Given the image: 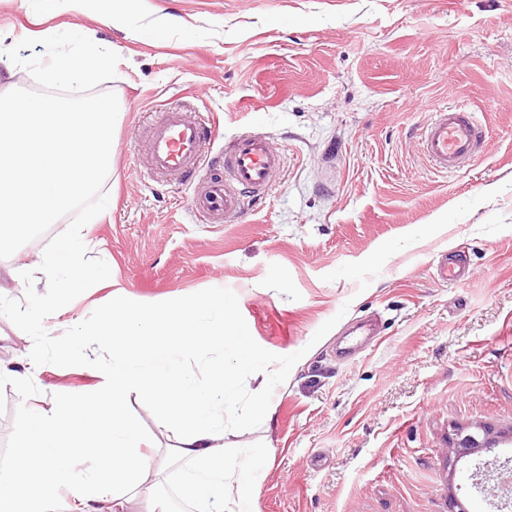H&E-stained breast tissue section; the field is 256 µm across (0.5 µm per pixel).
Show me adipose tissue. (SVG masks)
Segmentation results:
<instances>
[{
	"mask_svg": "<svg viewBox=\"0 0 512 512\" xmlns=\"http://www.w3.org/2000/svg\"><path fill=\"white\" fill-rule=\"evenodd\" d=\"M103 209L87 212L71 238L36 254L27 266L45 285L65 275L69 287H82L89 277L82 256L90 241L86 230L99 223ZM42 332L59 340H81L97 346L110 361L100 368L102 382L94 390L68 394L51 408L21 395L19 409L29 449L0 467V512H55V492L67 487L65 512H124L128 498L144 484L150 462L144 439L124 411L130 394L153 403L162 422L178 433L176 451L188 462L182 484L195 512H253L254 486L242 474L260 469L270 449L249 453L236 464L224 455V413L234 406L239 363L251 355L238 331L229 329L224 297L218 293L174 301L153 308L131 305L115 311L97 308L77 328L59 327L52 300L41 303ZM233 352L220 360L206 379H198L182 357L211 350ZM85 451V469L72 460Z\"/></svg>",
	"mask_w": 512,
	"mask_h": 512,
	"instance_id": "obj_1",
	"label": "adipose tissue"
}]
</instances>
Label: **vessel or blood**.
I'll return each instance as SVG.
<instances>
[{"label": "vessel or blood", "mask_w": 512, "mask_h": 512, "mask_svg": "<svg viewBox=\"0 0 512 512\" xmlns=\"http://www.w3.org/2000/svg\"><path fill=\"white\" fill-rule=\"evenodd\" d=\"M214 138L195 110L162 109L149 130L148 169L163 179L197 178L192 211L200 223L240 224L271 194L282 157L266 133L244 132L225 144L224 172L214 175L204 150ZM420 143L433 168L448 174L476 156L482 128L468 107H439L423 125Z\"/></svg>", "instance_id": "1"}]
</instances>
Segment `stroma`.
I'll use <instances>...</instances> for the list:
<instances>
[{
    "label": "stroma",
    "instance_id": "obj_1",
    "mask_svg": "<svg viewBox=\"0 0 512 512\" xmlns=\"http://www.w3.org/2000/svg\"><path fill=\"white\" fill-rule=\"evenodd\" d=\"M74 31L120 60L112 205L83 257L92 281L49 290L61 321L92 303L153 307L223 289L230 325L272 370L271 422L251 414L242 364L224 415L228 458L274 456L253 480L257 512H497L474 474L512 463V0H137L122 25L55 0H0L6 48ZM465 103L486 128L482 155L432 172L419 130L432 108ZM189 104L219 137L260 130L282 154L275 188L242 224H201L194 187L143 179L149 127ZM39 238L0 261V363L39 371L41 406L99 382L97 356L59 355L35 336L40 301L10 277ZM458 262V281L436 275ZM19 387L0 383V465L23 449ZM152 442L151 480L191 512L173 428L131 395ZM497 447L448 457L457 428Z\"/></svg>",
    "mask_w": 512,
    "mask_h": 512
}]
</instances>
